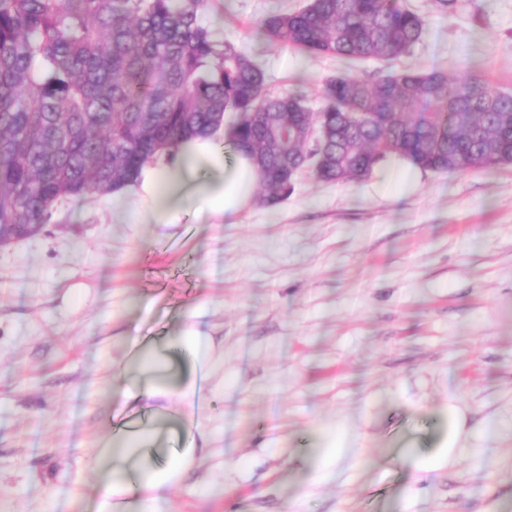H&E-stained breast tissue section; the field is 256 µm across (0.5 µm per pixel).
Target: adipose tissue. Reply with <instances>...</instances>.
I'll return each mask as SVG.
<instances>
[{
    "label": "adipose tissue",
    "mask_w": 512,
    "mask_h": 512,
    "mask_svg": "<svg viewBox=\"0 0 512 512\" xmlns=\"http://www.w3.org/2000/svg\"><path fill=\"white\" fill-rule=\"evenodd\" d=\"M202 168L224 176L221 187L208 192L200 199L203 207L214 216H232L247 206L258 181V170L246 152L226 155L214 149L209 140L193 139L184 142L172 158H160L146 164L137 180L113 193L112 211L116 219L124 220L132 214L136 202H143L153 215L178 223L183 198L180 187L186 186L190 176ZM157 373V380L142 387L138 393L144 407L163 399L168 405L193 403L200 395L198 379H191L174 388L163 380V363L150 367ZM104 457L112 464L100 484L97 512H159L167 492L184 473L185 460L174 456L159 464L150 457L147 437L123 442L120 448L106 446Z\"/></svg>",
    "instance_id": "obj_1"
}]
</instances>
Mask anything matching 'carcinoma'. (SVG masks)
Instances as JSON below:
<instances>
[{
  "mask_svg": "<svg viewBox=\"0 0 512 512\" xmlns=\"http://www.w3.org/2000/svg\"><path fill=\"white\" fill-rule=\"evenodd\" d=\"M208 0H0V225L46 224L68 199L124 187L145 164L231 124L259 161L263 201L305 169L365 178L397 154L423 171L512 163V93L483 77L405 71L325 78L317 114L201 22ZM400 0H309L266 16L274 43L348 62L389 60L423 37ZM318 125L329 140L315 148ZM328 160L317 163L318 150Z\"/></svg>",
  "mask_w": 512,
  "mask_h": 512,
  "instance_id": "carcinoma-1",
  "label": "carcinoma"
}]
</instances>
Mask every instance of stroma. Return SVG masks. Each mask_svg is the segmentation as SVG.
<instances>
[{
	"label": "stroma",
	"instance_id": "35a3bbf8",
	"mask_svg": "<svg viewBox=\"0 0 512 512\" xmlns=\"http://www.w3.org/2000/svg\"><path fill=\"white\" fill-rule=\"evenodd\" d=\"M307 0H209L202 21L319 103L324 79L406 69L512 89V0H458L415 49L349 63L259 28ZM301 172L277 205L179 223L119 221L112 198L65 203L0 248V512H95L96 451L141 404V358L192 328L210 337L208 392L153 418L154 457L192 449L163 512H512V164L423 173L379 193ZM457 403L478 436L411 483ZM362 451L358 465L342 459Z\"/></svg>",
	"mask_w": 512,
	"mask_h": 512
}]
</instances>
